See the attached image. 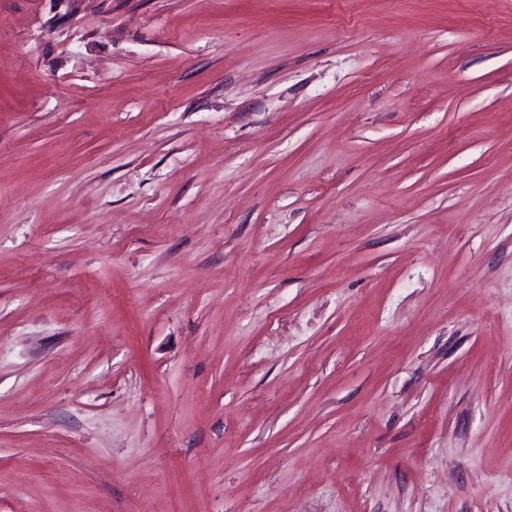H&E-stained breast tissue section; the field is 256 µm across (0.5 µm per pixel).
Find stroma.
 <instances>
[{"label": "stroma", "mask_w": 512, "mask_h": 512, "mask_svg": "<svg viewBox=\"0 0 512 512\" xmlns=\"http://www.w3.org/2000/svg\"><path fill=\"white\" fill-rule=\"evenodd\" d=\"M0 512H512V0H0Z\"/></svg>", "instance_id": "1"}]
</instances>
